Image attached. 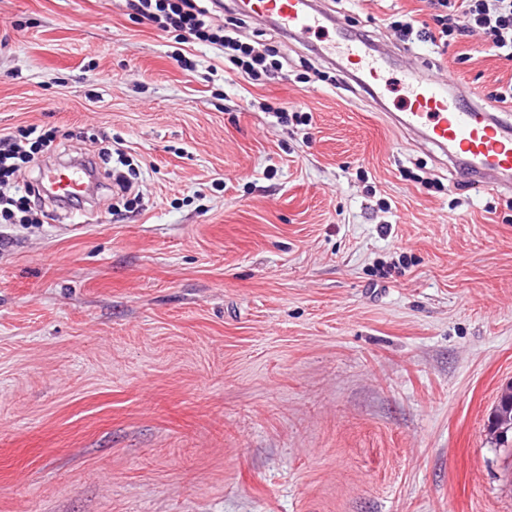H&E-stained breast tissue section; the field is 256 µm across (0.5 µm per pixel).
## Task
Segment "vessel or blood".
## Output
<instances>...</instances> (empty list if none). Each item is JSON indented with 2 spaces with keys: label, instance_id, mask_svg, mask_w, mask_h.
Masks as SVG:
<instances>
[{
  "label": "vessel or blood",
  "instance_id": "obj_1",
  "mask_svg": "<svg viewBox=\"0 0 512 512\" xmlns=\"http://www.w3.org/2000/svg\"><path fill=\"white\" fill-rule=\"evenodd\" d=\"M246 7L253 17L274 22L296 40L324 33L320 58L356 79L371 109L385 110L394 50L352 34L347 17L328 14L316 0H246ZM431 70L427 63L405 67L401 79L404 106L401 112L390 113L392 124L436 149L456 178L490 192L511 193L512 113L490 109L453 75L431 78ZM40 182L54 186L56 199L66 201L87 195L89 173L68 166L47 167Z\"/></svg>",
  "mask_w": 512,
  "mask_h": 512
}]
</instances>
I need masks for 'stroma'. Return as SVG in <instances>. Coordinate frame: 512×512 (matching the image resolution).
<instances>
[{
    "label": "stroma",
    "instance_id": "1",
    "mask_svg": "<svg viewBox=\"0 0 512 512\" xmlns=\"http://www.w3.org/2000/svg\"><path fill=\"white\" fill-rule=\"evenodd\" d=\"M320 6L386 47L390 15L428 13ZM244 20L287 57L274 79L130 0H0V135L53 131L41 166L121 150L140 193L102 164L84 214L0 223V512H512V443L487 430L512 385V194ZM421 50L480 94L512 81L479 40Z\"/></svg>",
    "mask_w": 512,
    "mask_h": 512
}]
</instances>
